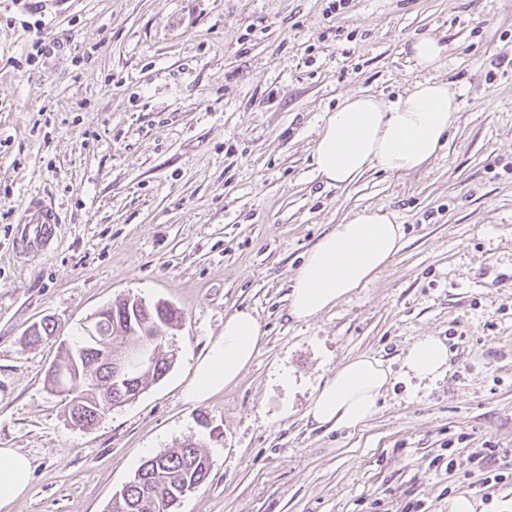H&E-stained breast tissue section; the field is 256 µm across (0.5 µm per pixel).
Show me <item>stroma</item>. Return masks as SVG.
Segmentation results:
<instances>
[{"mask_svg":"<svg viewBox=\"0 0 512 512\" xmlns=\"http://www.w3.org/2000/svg\"><path fill=\"white\" fill-rule=\"evenodd\" d=\"M0 0V448L32 465L12 512H109L140 464L187 441L212 460L174 512H512V0ZM457 119L425 167L326 185L324 112L390 101L422 73L418 36ZM62 224L51 255L12 257L28 196ZM393 212L404 246L306 320L287 296L305 253L356 211ZM181 309L174 366L74 427L46 383L60 345L126 296ZM251 308L265 337L241 378L183 402L193 362ZM54 338L25 346L43 318ZM442 379L395 381L357 430L304 413L319 383L371 354L400 373L418 339ZM295 383L283 386L281 373ZM445 46L431 36L415 38L410 45L411 58L419 71L428 72L436 68L443 55Z\"/></svg>","mask_w":512,"mask_h":512,"instance_id":"1","label":"stroma"}]
</instances>
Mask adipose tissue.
I'll list each match as a JSON object with an SVG mask.
<instances>
[{
    "instance_id": "adipose-tissue-1",
    "label": "adipose tissue",
    "mask_w": 512,
    "mask_h": 512,
    "mask_svg": "<svg viewBox=\"0 0 512 512\" xmlns=\"http://www.w3.org/2000/svg\"><path fill=\"white\" fill-rule=\"evenodd\" d=\"M444 50L434 37L415 38L411 57L425 79L395 101L350 94L335 111L324 114L313 161L327 183L346 185L369 170L410 173L429 163L456 121L454 91L429 76ZM403 238V227L394 215L378 210L358 211L336 225L307 251L292 283L291 315L308 319L365 286L402 249ZM263 336L251 310L229 315L223 335L197 359L182 399L201 404L236 383L252 363ZM402 369L406 380L436 381L448 370V349L437 338L419 339L409 348ZM390 380L389 368L375 356L346 360L318 388L306 417L329 431L361 427L377 413ZM30 480L29 459L15 449L0 448V512H9Z\"/></svg>"
}]
</instances>
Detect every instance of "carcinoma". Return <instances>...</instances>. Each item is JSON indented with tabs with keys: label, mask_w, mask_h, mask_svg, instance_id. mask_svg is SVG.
Here are the masks:
<instances>
[{
	"label": "carcinoma",
	"mask_w": 512,
	"mask_h": 512,
	"mask_svg": "<svg viewBox=\"0 0 512 512\" xmlns=\"http://www.w3.org/2000/svg\"><path fill=\"white\" fill-rule=\"evenodd\" d=\"M180 318L179 312L170 305L157 301H141L135 307L126 308V301L115 302L98 312V321L107 332L108 346L116 349L129 343L143 342L166 329ZM55 322L44 318L33 324L25 334V343L35 345L55 335ZM82 335L64 345L62 357L46 376L50 389L65 400L68 419L78 417L84 426H92L105 410L115 407L114 393L120 390L143 391L150 381L161 380L170 370L173 357L167 341L159 340L158 361L151 375L133 374L129 379H111L99 376L97 386L91 388L78 381V375L98 372L100 353L88 350ZM212 462L201 447L192 441L178 448L164 450L147 459L137 470L141 479H132L113 497L111 512H164L163 507L174 503L185 489H198L210 475Z\"/></svg>",
	"instance_id": "1"
}]
</instances>
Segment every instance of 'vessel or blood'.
I'll use <instances>...</instances> for the list:
<instances>
[{
	"label": "vessel or blood",
	"instance_id": "obj_1",
	"mask_svg": "<svg viewBox=\"0 0 512 512\" xmlns=\"http://www.w3.org/2000/svg\"><path fill=\"white\" fill-rule=\"evenodd\" d=\"M60 217L54 202L45 197L32 196L21 213L14 234L21 251L48 253L58 240Z\"/></svg>",
	"mask_w": 512,
	"mask_h": 512
}]
</instances>
